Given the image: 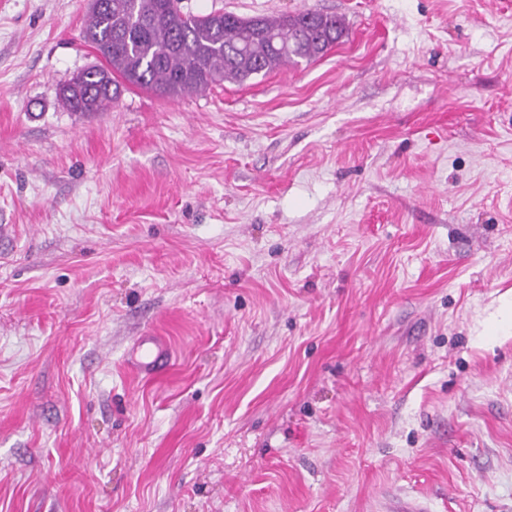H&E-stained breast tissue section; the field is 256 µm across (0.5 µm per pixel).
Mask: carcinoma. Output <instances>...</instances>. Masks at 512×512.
<instances>
[{"label":"carcinoma","instance_id":"obj_1","mask_svg":"<svg viewBox=\"0 0 512 512\" xmlns=\"http://www.w3.org/2000/svg\"><path fill=\"white\" fill-rule=\"evenodd\" d=\"M344 33L341 17L312 9L242 18L192 14L179 0H92L82 34L100 63L63 85L60 97L73 112H105L123 87L178 98L242 83L294 57L314 61Z\"/></svg>","mask_w":512,"mask_h":512}]
</instances>
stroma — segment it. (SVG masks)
<instances>
[{
    "mask_svg": "<svg viewBox=\"0 0 512 512\" xmlns=\"http://www.w3.org/2000/svg\"><path fill=\"white\" fill-rule=\"evenodd\" d=\"M494 2L182 0L346 32L73 112L90 0H0V512H512ZM131 364L139 371H153L167 355L164 343L155 336L139 339L134 347Z\"/></svg>",
    "mask_w": 512,
    "mask_h": 512,
    "instance_id": "stroma-1",
    "label": "stroma"
}]
</instances>
